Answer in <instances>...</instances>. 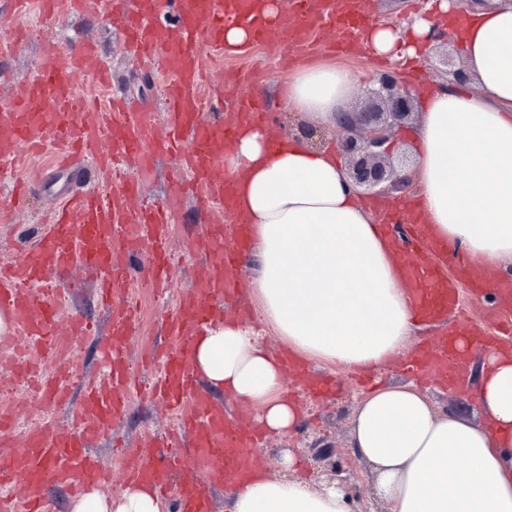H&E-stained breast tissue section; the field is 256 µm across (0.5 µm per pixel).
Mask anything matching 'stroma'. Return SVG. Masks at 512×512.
I'll return each mask as SVG.
<instances>
[{"label":"stroma","instance_id":"35a3bbf8","mask_svg":"<svg viewBox=\"0 0 512 512\" xmlns=\"http://www.w3.org/2000/svg\"><path fill=\"white\" fill-rule=\"evenodd\" d=\"M427 2L371 0L372 16L369 23L373 26L385 24L399 30L406 29L414 16L424 10ZM84 40L96 43L99 55L111 71L112 84L104 87L92 76L84 75L77 81V92L98 103L108 101L113 94H120L141 104L156 124H163L165 101L162 84L160 79L153 76L152 63L131 59L124 48L118 18L104 15L92 7L82 12L62 9L53 17L44 19L40 29L27 33L14 56L0 63V100L14 93L21 79L35 70L38 57L47 44L73 48ZM230 60L246 63L262 72L263 82L257 91L271 104L275 119L273 128L277 133L285 135L302 127V119L288 112L275 95L276 89L283 87L293 76V69L283 66L263 48H251L231 55ZM53 155V150L49 149L41 155L28 157L20 171L21 176L31 179V193L25 208L14 212L8 221H0V265L12 262L23 248L37 241L47 211L57 206L68 190H101L108 183L104 175L92 170L73 176L54 169ZM180 175L178 160L162 156L157 158L152 172L140 179L141 195L147 204L167 203L173 210L171 234L166 246L176 256L167 283L157 290L144 285V269L148 262L146 253L132 255L128 263L125 288L140 305V327L129 341V363L132 381L140 388L148 386L153 375L152 368L144 364L145 358L149 353L167 345L163 329L166 312L189 290L192 283L195 260L186 255V245L190 240L198 238L208 222L207 215L197 210L192 199H168V186ZM60 282L70 290L69 302L58 313L60 321L79 315L86 317L93 326L91 336L75 344L81 365L79 373L88 377L98 375L100 362L95 339L108 331L110 316L99 304L93 284L84 272L70 271L61 276ZM324 372L336 377V392L325 400L300 395L299 400L305 413V422L300 430L282 436H264L256 448L257 454L275 476L281 474L280 461L288 453L300 462L304 475L315 482L319 481L323 470L331 467L353 470L355 478L348 491L354 498V512H379L380 503L369 502L366 497L363 476L367 466L354 457L348 444L351 417L361 388L355 374L334 366L325 367ZM172 424L170 415L161 404L150 403L139 395H132L124 418L104 432L90 447L91 453L100 459L104 468L112 472L111 483L100 486V493L119 496L125 488L121 471L125 455L135 453L137 449L154 442Z\"/></svg>","mask_w":512,"mask_h":512}]
</instances>
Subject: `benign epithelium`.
Masks as SVG:
<instances>
[{
	"instance_id": "7a95c632",
	"label": "benign epithelium",
	"mask_w": 512,
	"mask_h": 512,
	"mask_svg": "<svg viewBox=\"0 0 512 512\" xmlns=\"http://www.w3.org/2000/svg\"><path fill=\"white\" fill-rule=\"evenodd\" d=\"M414 115L413 94L395 70L380 74L363 92L360 105L344 113L341 152L358 190L385 196L404 192L389 144Z\"/></svg>"
}]
</instances>
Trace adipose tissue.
I'll list each match as a JSON object with an SVG mask.
<instances>
[{
  "mask_svg": "<svg viewBox=\"0 0 512 512\" xmlns=\"http://www.w3.org/2000/svg\"><path fill=\"white\" fill-rule=\"evenodd\" d=\"M407 35L371 28L379 56L416 57L433 30L456 36L472 92L432 86L420 95L411 131L408 194L426 230L479 273L512 264V0H484L459 13L456 0H428ZM358 77L324 61L288 82L291 112L337 126ZM238 216L252 227L258 265L245 286L256 322H218L196 344V369L212 391L249 402L270 434L299 429L303 410L288 394L273 332L294 354L346 369L390 370L418 322L394 246L351 187L334 147L243 127L224 157ZM468 400L481 422L441 408L428 391L380 383L357 403L349 445L370 466V498L387 512H512V350L482 353L469 367ZM259 468L228 488L226 512H354L338 485L314 487ZM71 512H164L143 485L116 498L88 490Z\"/></svg>",
  "mask_w": 512,
  "mask_h": 512,
  "instance_id": "1",
  "label": "adipose tissue"
}]
</instances>
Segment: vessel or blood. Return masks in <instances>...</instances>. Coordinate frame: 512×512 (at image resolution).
I'll use <instances>...</instances> for the list:
<instances>
[{
    "mask_svg": "<svg viewBox=\"0 0 512 512\" xmlns=\"http://www.w3.org/2000/svg\"><path fill=\"white\" fill-rule=\"evenodd\" d=\"M266 0H111L110 8L122 23L128 51L158 62L164 75L167 103L164 127L148 113L111 99L107 107L78 97L77 76L91 75L109 83V69L97 48L81 42L77 48L50 46L43 50L36 75L25 80L16 94L0 103V178L9 181L0 208L14 210L28 190L16 172L20 152L38 153L55 147L59 166L70 169L90 162L107 173V189L67 194L61 208L47 222L40 240L8 265H0V309L11 311L25 348L13 361L18 375L30 374L36 362L54 350L57 304L44 293L55 276L82 266L97 276V293L111 312L108 336L100 341L105 375L83 385V407L70 430L45 423L13 435L11 412H0V486L16 482L39 485L64 483L81 477L83 484L108 482L89 455L88 447L123 415L134 390L128 372V340L136 332L132 300L119 286L127 257L135 250L151 255L146 274L161 283L167 272V208L148 207L140 200L133 172H147L156 156L173 154L183 161L184 178L175 182V196L194 191L200 208L213 215L202 243L205 262L190 292L183 295L165 320L168 345L154 360L158 368L151 396L176 413L175 427L162 440L167 455L163 465L152 464V449L126 457L123 479L147 483L159 496L174 498L178 512H214L213 488L243 480L256 463L258 433L248 416L228 421L223 405L197 384L194 346L198 333L222 311L224 295L235 284L237 264L247 250L249 228L224 224L222 214L233 210V190L224 174V149L235 139L233 124L208 120L211 112L232 106L260 125H268L270 111L257 92L259 78L252 72L227 75L224 88H215L204 65L206 56L224 54V29L237 24L248 29L251 42L298 60L316 47L342 55L365 50L360 32L370 15L369 0H288L275 17L265 10ZM174 12L175 24L163 22ZM379 223L390 225L400 250L402 274L416 315L441 325V332L417 347L408 362L410 371L443 379L460 387L468 360L459 349L458 328L465 319L466 298L492 291L497 308L487 317L499 334L478 337L481 345L497 341L512 344V279L487 287L478 276L460 271L458 279L470 284L461 293L445 271L448 246L427 237L423 224H395L389 208L375 207ZM286 369L312 393H325L329 384L312 375L305 363L289 361ZM44 394L66 401L71 375L66 363L41 379ZM0 512H45L41 501L0 496Z\"/></svg>",
    "mask_w": 512,
    "mask_h": 512,
    "instance_id": "1",
    "label": "vessel or blood"
}]
</instances>
